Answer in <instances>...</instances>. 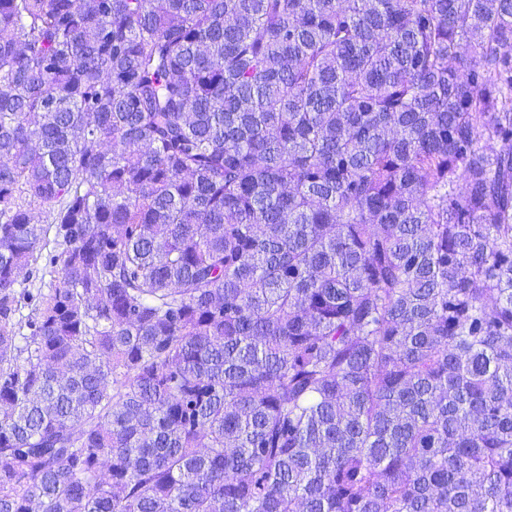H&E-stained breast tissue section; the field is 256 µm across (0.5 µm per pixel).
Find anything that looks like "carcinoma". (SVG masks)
<instances>
[{"label":"carcinoma","instance_id":"1","mask_svg":"<svg viewBox=\"0 0 512 512\" xmlns=\"http://www.w3.org/2000/svg\"><path fill=\"white\" fill-rule=\"evenodd\" d=\"M0 512H512V0H0ZM60 264L55 268L45 267V260L40 259L37 264L32 265L28 270L24 271L20 277V285L17 286L18 291L25 288L30 293V299H22L19 311L16 313V320H21L25 324L28 315H32V310L35 307V299L41 293L47 295L51 288H53L56 280L58 279V272ZM20 332L22 334H29L26 326H22Z\"/></svg>","mask_w":512,"mask_h":512}]
</instances>
